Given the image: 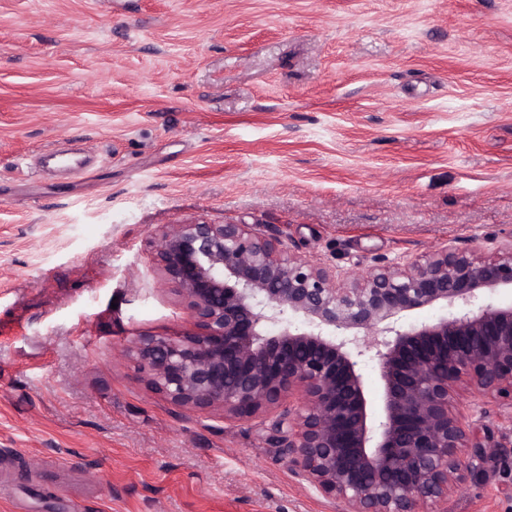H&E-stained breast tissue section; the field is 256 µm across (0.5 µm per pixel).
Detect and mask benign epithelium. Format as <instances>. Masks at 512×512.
Returning a JSON list of instances; mask_svg holds the SVG:
<instances>
[{"mask_svg": "<svg viewBox=\"0 0 512 512\" xmlns=\"http://www.w3.org/2000/svg\"><path fill=\"white\" fill-rule=\"evenodd\" d=\"M154 260L194 329L128 340L146 385L185 411L265 424L345 512H440L480 470L489 406L512 418V304L494 302L512 291V247L479 256L450 244L354 271L248 224L191 222L161 233ZM434 306L431 321H403ZM362 374L366 389L371 395L374 407L380 410L382 407V390L378 366L374 361H367L362 367Z\"/></svg>", "mask_w": 512, "mask_h": 512, "instance_id": "7a95c632", "label": "benign epithelium"}]
</instances>
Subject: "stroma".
I'll use <instances>...</instances> for the list:
<instances>
[{
  "mask_svg": "<svg viewBox=\"0 0 512 512\" xmlns=\"http://www.w3.org/2000/svg\"><path fill=\"white\" fill-rule=\"evenodd\" d=\"M363 270L512 245V0H0V512H342L122 349L167 226ZM447 512H512V425Z\"/></svg>",
  "mask_w": 512,
  "mask_h": 512,
  "instance_id": "1",
  "label": "stroma"
}]
</instances>
